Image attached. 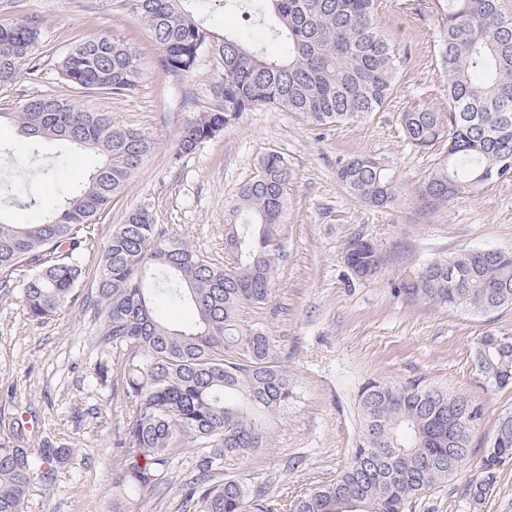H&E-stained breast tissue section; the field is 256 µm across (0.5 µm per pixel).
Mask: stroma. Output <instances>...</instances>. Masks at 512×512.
Instances as JSON below:
<instances>
[{"label": "stroma", "instance_id": "obj_1", "mask_svg": "<svg viewBox=\"0 0 512 512\" xmlns=\"http://www.w3.org/2000/svg\"><path fill=\"white\" fill-rule=\"evenodd\" d=\"M382 23L407 54L390 103L343 126L317 127L300 115L267 106L243 113L190 155L175 146L187 120L215 100L210 88L222 74L216 55L203 51L187 74L165 72L143 22L115 0H0V24L26 17L41 31L34 53L38 77L0 89V104L52 94L71 99L133 127L151 143L142 167L99 216L85 260L96 267L113 224L144 206L155 224L186 237L212 262L224 260V205L256 173L270 152L291 170L289 203L281 228L282 256L269 301L242 312L243 327L268 337L272 353L298 387L299 397L277 414L269 445L241 458L237 474L289 503L336 477L359 432L356 395L368 379L421 378L468 395L482 417L471 434V454L447 480L413 499L407 512H512V460L482 502L466 488L503 413L512 411V387L486 391L474 360L484 333L512 336V308L486 316L406 301L391 282L400 270L469 248L512 251V181L463 194L430 212L417 200L436 162L404 140L399 112L448 109L445 71L433 52L439 38L434 0H383ZM111 34L135 47L138 85L115 99L70 88L62 57L81 39ZM377 156L396 176L395 201L374 208L352 200L335 176L338 158ZM97 164L89 152L35 141L10 122L0 123V212L17 224L37 223L65 193L86 181ZM378 242L380 272L355 278L345 264L356 238ZM24 272L0 288V437L10 423L26 446L51 438L69 454L52 485L33 483L22 512H112V479L124 464L116 448L126 420L121 385L97 379L99 362L116 363L99 344L104 317L94 306L96 282L86 279L78 298L55 317L35 322L22 298ZM179 464H171L164 491L147 489L138 512H181Z\"/></svg>", "mask_w": 512, "mask_h": 512}]
</instances>
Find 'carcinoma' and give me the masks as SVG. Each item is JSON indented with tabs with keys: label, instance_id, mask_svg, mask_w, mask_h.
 <instances>
[{
	"label": "carcinoma",
	"instance_id": "obj_1",
	"mask_svg": "<svg viewBox=\"0 0 512 512\" xmlns=\"http://www.w3.org/2000/svg\"><path fill=\"white\" fill-rule=\"evenodd\" d=\"M194 0H126L148 27L162 69L190 73L202 51H214L222 76L213 108L185 125L177 155L190 154L242 113L268 105L297 112L319 127L350 123L380 111L398 83L404 60L382 26V0H212L243 8L281 45L271 57L246 31L219 36L194 16ZM440 36L435 54L447 73L448 111L409 109L398 115L407 142L441 147L443 156L417 191L434 210L460 194L512 179V12L505 0H435ZM37 25H0V87L36 76ZM63 79L85 93L119 98L141 76L134 47L111 35L77 43L60 64ZM28 137L91 151L99 163L88 181L37 224L0 214V273L28 268L23 302L42 322L76 300L86 274L85 245L96 218L144 163L151 144L135 129L51 94L27 98L0 121ZM336 182L356 202L384 207L396 179L370 154L336 161ZM290 172L270 152L255 176L225 206L224 252L212 263L188 241L168 236L145 207L115 225L99 261L96 303L103 308L100 344L119 354L127 421L126 460L112 481V512H134L135 495L159 485L173 460L186 467L178 483L186 512H278L246 481L224 477L235 459L267 444L269 418L288 408L296 389L272 357L269 340L240 324L246 308L268 302L281 252ZM381 263L377 244L358 238L347 264L358 278ZM394 292L452 311L486 315L512 306V253L463 249L396 276ZM190 305L195 319L175 326L154 300ZM487 390L512 386V338L487 333L475 344ZM360 431L336 478L292 500L288 512H406L414 498L457 471L470 456L481 418L469 396L422 379L369 380L357 394ZM64 451L46 439L28 448L18 436L0 439V512H22L33 482L49 486ZM512 459V413L502 416L469 486L475 501Z\"/></svg>",
	"mask_w": 512,
	"mask_h": 512
}]
</instances>
